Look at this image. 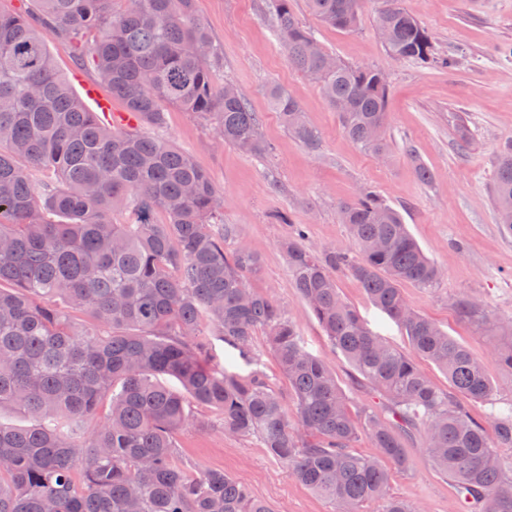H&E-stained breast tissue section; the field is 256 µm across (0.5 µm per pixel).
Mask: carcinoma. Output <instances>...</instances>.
I'll return each mask as SVG.
<instances>
[{
    "mask_svg": "<svg viewBox=\"0 0 512 512\" xmlns=\"http://www.w3.org/2000/svg\"><path fill=\"white\" fill-rule=\"evenodd\" d=\"M20 2L0 12V407L33 424L0 421V512H276L224 471L179 459L176 437L197 423L194 407L218 412L227 435L259 439L336 512H365L373 501L382 512H419L391 495L388 468L407 466L417 436L474 512H512V405L488 430L459 404L486 401L494 387L483 361L407 304L403 284L433 288L442 271L397 209L369 193L340 207L355 259L340 247L319 257L298 238L285 243L290 276L325 336L388 403L386 415H354L336 372L304 348L285 308L247 287L244 274L260 258L239 242L237 225L215 222L221 200L209 175L166 139L107 126L49 50L53 38L68 42L143 124H163L171 107L193 112L215 121L221 142L260 155L259 113L232 84L217 87L222 57L197 0H120L118 11L114 0ZM292 2L266 0L289 64L319 83L353 143L386 152V139L370 137L386 125L383 73L328 69L330 53ZM362 2L307 5L324 25L351 30ZM377 25L391 57L436 61L428 32L399 0H384ZM267 99L289 133L316 146L294 98L271 86ZM492 194L512 233L511 142L499 151ZM117 211L133 221L113 223ZM342 269L453 392L367 327L339 293ZM456 306L501 337L492 355L512 372V321L467 299ZM205 322L242 358L265 334L296 422L261 377L211 364ZM109 393L111 413L85 431ZM362 434L377 455L353 451Z\"/></svg>",
    "mask_w": 512,
    "mask_h": 512,
    "instance_id": "1",
    "label": "carcinoma"
}]
</instances>
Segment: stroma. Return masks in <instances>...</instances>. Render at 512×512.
I'll use <instances>...</instances> for the list:
<instances>
[{
	"instance_id": "35a3bbf8",
	"label": "stroma",
	"mask_w": 512,
	"mask_h": 512,
	"mask_svg": "<svg viewBox=\"0 0 512 512\" xmlns=\"http://www.w3.org/2000/svg\"><path fill=\"white\" fill-rule=\"evenodd\" d=\"M432 37L437 56L452 57L445 67L396 60L377 31L380 0H364L356 28L320 24L306 0H294L298 18L317 32L332 55L352 65L382 71L388 85L386 155L353 144L319 85L296 71L275 35L264 0H197L199 15L224 54L221 80L232 82L262 117L269 149L245 154L221 143L213 122L176 109L160 133L188 152L210 176L223 201L224 221L238 225L241 240L260 257L259 269L246 277L249 288L272 295L297 324L306 349L335 370L353 413L384 412V401L354 382L353 370L331 345L288 271L284 244L296 228L305 244L321 251L353 248L340 206L371 191L396 208L411 234L443 278L438 287L404 285L416 311L438 323L487 364L495 386L488 402H464L465 411L484 427L512 404V373L491 357L490 337L460 316L461 298L480 301L500 318H512V234L496 219L492 187L499 149L512 142V0H402ZM278 85L299 103L318 145L308 148L284 128L267 105L266 89ZM469 144L459 148L458 124ZM425 167L428 180L417 175ZM341 296L369 327L390 345L408 350L399 325L366 297L359 282L337 272ZM241 372L261 371L282 397L288 382L280 372L264 333H257L249 362ZM207 426L180 432L184 463L220 469L247 485L276 512H334L327 499L290 478L283 464L254 439L224 434L209 411ZM406 468L391 467L392 495L419 505L422 512H460L454 485L434 465L421 440L406 448Z\"/></svg>"
}]
</instances>
